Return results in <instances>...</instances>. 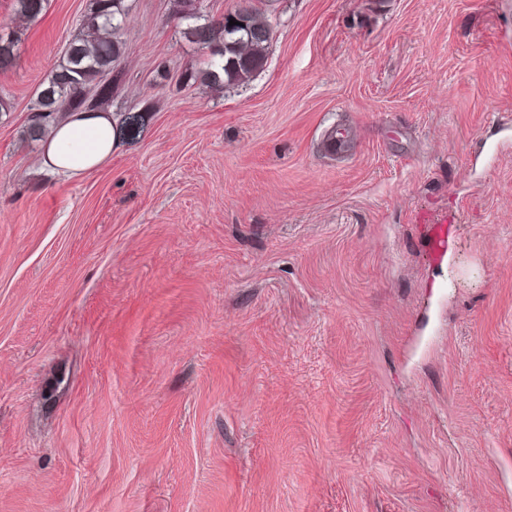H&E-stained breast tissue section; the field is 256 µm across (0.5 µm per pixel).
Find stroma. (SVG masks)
<instances>
[{"mask_svg":"<svg viewBox=\"0 0 512 512\" xmlns=\"http://www.w3.org/2000/svg\"><path fill=\"white\" fill-rule=\"evenodd\" d=\"M89 3L0 0V512H512V0H255L229 89L134 0L117 148L51 175Z\"/></svg>","mask_w":512,"mask_h":512,"instance_id":"35a3bbf8","label":"stroma"}]
</instances>
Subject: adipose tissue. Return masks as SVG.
<instances>
[{"instance_id":"ef3b65f1","label":"adipose tissue","mask_w":512,"mask_h":512,"mask_svg":"<svg viewBox=\"0 0 512 512\" xmlns=\"http://www.w3.org/2000/svg\"><path fill=\"white\" fill-rule=\"evenodd\" d=\"M119 140L116 122L103 110L68 112L41 142L44 168L68 176L95 170L112 157Z\"/></svg>"}]
</instances>
